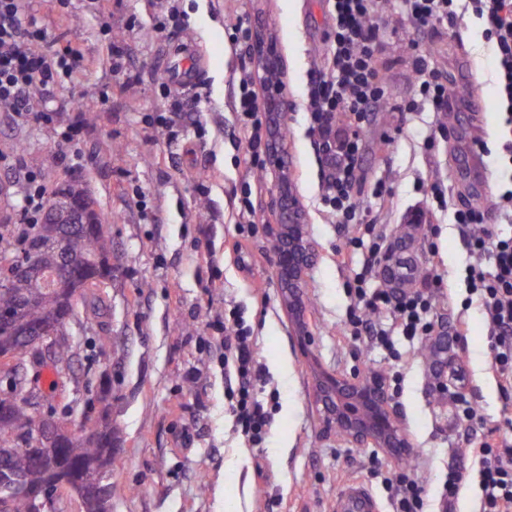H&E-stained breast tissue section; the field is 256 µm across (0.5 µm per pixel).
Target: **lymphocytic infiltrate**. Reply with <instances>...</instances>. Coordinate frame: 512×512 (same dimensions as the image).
<instances>
[{"instance_id":"obj_1","label":"lymphocytic infiltrate","mask_w":512,"mask_h":512,"mask_svg":"<svg viewBox=\"0 0 512 512\" xmlns=\"http://www.w3.org/2000/svg\"><path fill=\"white\" fill-rule=\"evenodd\" d=\"M334 19L330 58L325 67L312 71L306 89L310 133L317 138L328 167L322 184L321 204L337 223L348 224L356 233L349 249L340 254L349 264L356 248L368 245L371 259L356 273L349 288L354 298L345 329L350 336L366 337L373 346L393 350L395 337L410 343L436 333L432 307L441 298V279L425 277L422 287L401 292L370 287L373 260L383 249L384 236L376 224L360 215L357 188L363 180L362 134L375 109L389 99V90L379 66L382 52L379 4L381 0H328ZM31 0H0V112L20 117L33 113V102L52 97L55 89L77 77L84 67L78 43L61 49H39L47 25L31 12ZM399 21L416 33L426 28L448 32L466 17L477 19L490 43L496 64L498 105L503 123L512 130V0H400ZM428 50L417 60V96L397 105V112H416L421 106L444 115L448 112V86L427 64ZM235 110L239 135L248 164H265V147L270 134L259 117L260 92L251 72L239 74ZM512 222V186L497 189L490 206L454 209L453 222L467 243L473 263L465 272L469 300L477 302L486 326L490 368L503 397L512 398V234L504 235L496 218ZM388 312L390 320L375 323L369 313ZM220 329L224 334V358L237 374L231 393L235 422L249 441L261 442L270 422L269 411L254 394L261 379L255 358L256 339L243 316L225 314ZM477 477L479 512H512V441L503 437L500 426H487L477 446L466 459L453 461L442 486L445 512H454L461 488Z\"/></svg>"}]
</instances>
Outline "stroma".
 <instances>
[{"instance_id":"stroma-1","label":"stroma","mask_w":512,"mask_h":512,"mask_svg":"<svg viewBox=\"0 0 512 512\" xmlns=\"http://www.w3.org/2000/svg\"><path fill=\"white\" fill-rule=\"evenodd\" d=\"M161 0H114L105 10L89 0H33L36 17L48 20L47 43L77 40L88 64L55 100L45 124L0 112V233L18 235L23 181L19 168L40 174L47 190L65 180L82 181L95 207L109 219L114 268L98 292L99 307L78 309L66 326L74 342L73 376L66 393H51L45 413L82 423L101 389H108L120 453L112 463V512H331L337 496L360 484L391 512L386 479L407 473L423 486L426 512H438L441 479L449 461L478 439L482 425L464 427L447 395L432 385L430 356L400 342L393 358L367 341L344 336L352 278L337 259L353 229L323 212L320 187L328 169L307 131L305 89L329 50L332 26L326 0H178L187 29L157 32ZM396 0H384L381 64L390 90L387 108L371 115L364 133L360 186L364 214L387 241L404 236L423 279L431 246L443 259L444 289L462 288L469 249L450 212L429 213L430 187L448 188L452 204H478L501 176L497 84L493 52L480 27L465 20L453 35L433 29L419 39L433 48L431 63L457 88L456 108L445 118L424 110L402 116L395 105L414 97L417 74ZM276 36L286 63L284 118L286 159L307 213V230L318 248L310 268L305 306L316 328L303 351L293 333L274 274L276 250L263 225L276 221L271 197L277 180L248 168L233 111V82L255 64L245 46L233 44L238 18ZM187 43L200 80L188 90L162 88L157 80L169 46ZM139 72L127 84L111 72L112 49ZM198 97L176 136L148 124L160 112L164 91ZM91 113L79 142L61 143L71 120L61 99ZM449 129L435 136L437 122ZM484 136L486 184L471 181L463 162L472 140ZM254 183L258 222L248 237L236 224L235 194L242 180ZM390 187L383 202L375 181ZM242 311L257 338L263 378L257 389L273 420L259 444L235 428L227 386L233 368L220 359L212 324L226 309ZM474 329L459 349L467 379L465 398L485 424L512 418V403L498 392L482 316L470 308ZM377 371L399 375L389 393L412 448L407 461L350 448L324 437L313 397V374ZM269 472L255 478L256 465Z\"/></svg>"}]
</instances>
